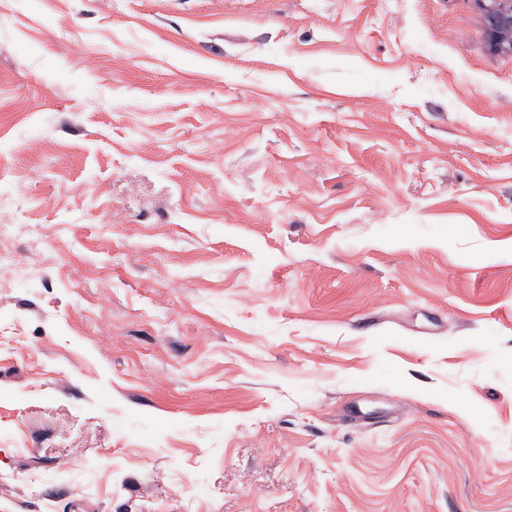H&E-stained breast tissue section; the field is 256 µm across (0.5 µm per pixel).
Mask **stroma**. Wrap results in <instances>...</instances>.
Wrapping results in <instances>:
<instances>
[{
	"label": "stroma",
	"instance_id": "1",
	"mask_svg": "<svg viewBox=\"0 0 512 512\" xmlns=\"http://www.w3.org/2000/svg\"><path fill=\"white\" fill-rule=\"evenodd\" d=\"M0 170V512H512L477 0H0ZM36 224L11 223L0 228V282L6 275L13 273L21 265V256L14 246V238L19 235L37 233Z\"/></svg>",
	"mask_w": 512,
	"mask_h": 512
}]
</instances>
